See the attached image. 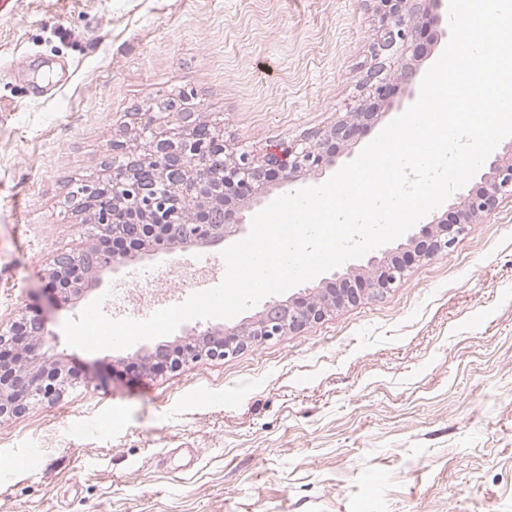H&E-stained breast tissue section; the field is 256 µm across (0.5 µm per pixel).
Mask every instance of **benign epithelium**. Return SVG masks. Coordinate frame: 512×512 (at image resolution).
<instances>
[{"label": "benign epithelium", "mask_w": 512, "mask_h": 512, "mask_svg": "<svg viewBox=\"0 0 512 512\" xmlns=\"http://www.w3.org/2000/svg\"><path fill=\"white\" fill-rule=\"evenodd\" d=\"M379 26L373 64L358 86L349 112L325 131H317L255 159L224 139L223 116L200 121L192 112L194 91L166 99L181 121L161 124L149 113H134L132 142H112V167L82 182L71 206L92 214L99 234L124 245L112 251L88 247L53 256L46 291L57 304H74L128 264L150 258L167 238L186 247H205L248 232L241 205H261L272 189L301 177L319 178L336 165L340 150L356 143L376 116L372 107L387 100L394 83L415 89L417 70L407 63L417 55V29L441 15L428 16L418 0H375ZM512 194V141L493 151L487 171L453 203L448 214L431 221L426 239L409 233L397 250L424 261L449 251L465 226L495 211ZM409 262L377 251L360 266L334 272L300 292L274 297L235 325L222 322L192 327L172 341L143 348L129 369L163 375L202 360L222 361L277 336L297 332L336 308L368 295L386 294L406 275ZM44 317L21 314L0 330V420L31 406L61 398L85 378L50 353Z\"/></svg>", "instance_id": "1"}]
</instances>
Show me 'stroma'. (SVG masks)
<instances>
[{
    "mask_svg": "<svg viewBox=\"0 0 512 512\" xmlns=\"http://www.w3.org/2000/svg\"><path fill=\"white\" fill-rule=\"evenodd\" d=\"M365 0H0V324L47 316L89 386L0 421V512H512V197L380 298L223 361L125 376L49 306L52 254L91 245L69 186L104 173L133 115L181 89L254 156L341 119L371 63ZM397 86L337 165L409 105ZM221 245L135 263L149 317L166 271Z\"/></svg>",
    "mask_w": 512,
    "mask_h": 512,
    "instance_id": "35a3bbf8",
    "label": "stroma"
}]
</instances>
